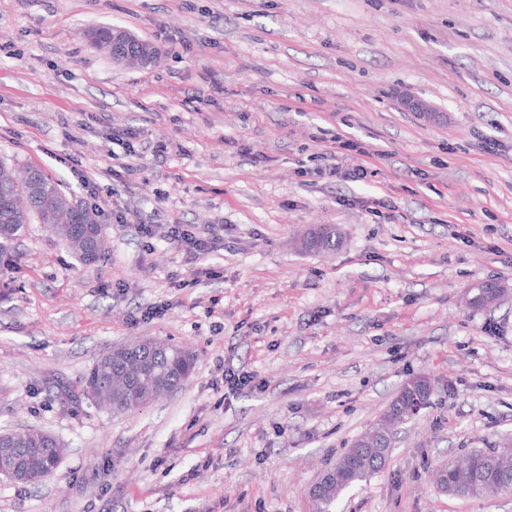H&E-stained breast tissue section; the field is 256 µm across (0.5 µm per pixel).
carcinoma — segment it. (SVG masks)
Segmentation results:
<instances>
[{
  "label": "carcinoma",
  "instance_id": "cac0c4a2",
  "mask_svg": "<svg viewBox=\"0 0 512 512\" xmlns=\"http://www.w3.org/2000/svg\"><path fill=\"white\" fill-rule=\"evenodd\" d=\"M13 166L0 161V197L17 196L19 189L12 183L7 173ZM41 185V200L38 207L23 211L16 206L12 211L0 212V254L5 252L7 243L15 239L28 223V214H33L44 224L52 215L60 200L67 194L50 179L41 169H35ZM338 244L336 228L325 225L314 234L304 236L299 246L305 251L333 250ZM505 294L504 285L499 281H486L484 288L473 295L467 302L470 308H482L496 302ZM133 352L126 350L110 351L103 355L84 377L85 388L90 395L101 391L112 394V401H99V406L114 413L132 414L151 400L165 395L189 381L193 360L182 348L164 344L152 348L139 340L131 344ZM430 404L427 388L420 387L407 393L399 391L387 407L369 427L360 434L354 444L370 437L380 428H385L393 421L405 422L416 416ZM0 447L7 451L17 464L30 468L36 474H43L52 469L50 457L34 449L48 447L44 432L27 430L19 433H5L0 437ZM355 455L356 470L351 481L343 484L331 483L324 487L317 497V512H335L336 503L346 490L353 485L365 482L382 472L386 464L375 454L361 455L356 447L349 448L343 457ZM446 487L450 496L462 498H483L495 490L506 492L512 489V448L502 451L491 449V455L482 450H473L461 461L448 466L446 478L438 479Z\"/></svg>",
  "mask_w": 512,
  "mask_h": 512
}]
</instances>
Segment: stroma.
Here are the masks:
<instances>
[{
  "label": "stroma",
  "instance_id": "1",
  "mask_svg": "<svg viewBox=\"0 0 512 512\" xmlns=\"http://www.w3.org/2000/svg\"><path fill=\"white\" fill-rule=\"evenodd\" d=\"M107 25L155 62L114 64L86 35ZM339 135L358 148L329 159ZM0 160L106 228L87 264L28 224L0 266V433L65 448L49 480L0 475V512H313L309 488L417 374L430 406L337 512H512L431 478L512 446V292L465 303L477 281L512 289V0H0ZM139 223L223 227L215 276ZM322 225L335 252L296 249ZM141 337L188 349L191 379L100 409L83 377ZM484 288L481 292L475 293L471 298L473 300L468 301L466 305L470 308H482L489 306L496 302L500 297L505 294V286L499 281H484Z\"/></svg>",
  "mask_w": 512,
  "mask_h": 512
}]
</instances>
